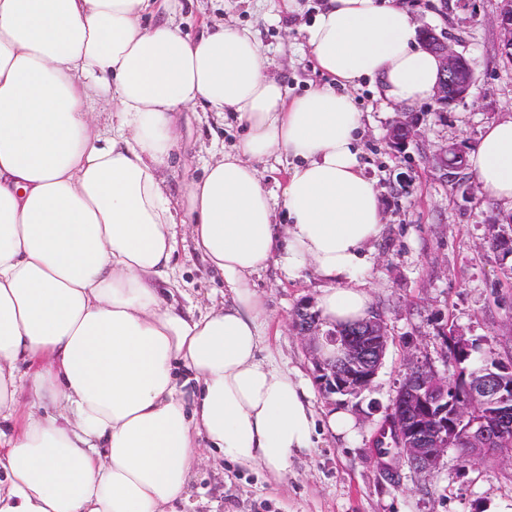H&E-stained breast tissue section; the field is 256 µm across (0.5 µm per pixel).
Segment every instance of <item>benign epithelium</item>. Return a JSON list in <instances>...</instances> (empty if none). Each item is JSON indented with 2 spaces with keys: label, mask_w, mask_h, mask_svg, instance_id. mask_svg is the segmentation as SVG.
<instances>
[{
  "label": "benign epithelium",
  "mask_w": 512,
  "mask_h": 512,
  "mask_svg": "<svg viewBox=\"0 0 512 512\" xmlns=\"http://www.w3.org/2000/svg\"><path fill=\"white\" fill-rule=\"evenodd\" d=\"M494 22L502 53L512 60V0H500ZM421 33L424 48L440 63L441 77L433 96L436 111L465 102L476 83V62L452 48L445 30L425 25ZM423 135L416 114L403 112L390 125L387 143L395 152L405 151ZM426 161L441 178L458 179L463 194L474 193L473 182L462 176L465 152L459 146L444 144ZM292 327L308 342L323 394L358 396L372 386L389 342L382 315L373 312L340 336L334 328L323 329L320 320L301 307L293 315ZM445 343L449 359L444 370L429 363H409L378 433L381 442L389 438L393 459L418 470H435L450 448L458 449L469 463L484 459L512 437V364L498 362L468 371L461 362L471 355L473 344L455 330L447 333ZM451 375L459 379L466 395H448ZM473 400L483 406L476 417L470 414Z\"/></svg>",
  "instance_id": "7a95c632"
}]
</instances>
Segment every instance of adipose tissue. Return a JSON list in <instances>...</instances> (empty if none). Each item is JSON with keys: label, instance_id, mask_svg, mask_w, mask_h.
<instances>
[{"label": "adipose tissue", "instance_id": "1", "mask_svg": "<svg viewBox=\"0 0 512 512\" xmlns=\"http://www.w3.org/2000/svg\"><path fill=\"white\" fill-rule=\"evenodd\" d=\"M178 11L0 0V512H173L200 443L276 481L317 430L354 427L341 409L317 419L304 380L264 354L251 278L311 268L326 326L368 315L383 212L352 92L373 78L387 102L428 100L439 61L405 0H324L305 40L330 81L292 98L250 29L192 39ZM198 109L233 113L242 135L176 200L161 171ZM273 156L290 160L277 198L257 167ZM469 164L484 197L512 204V117L483 128ZM180 223L224 278L222 305L198 314L172 289Z\"/></svg>", "mask_w": 512, "mask_h": 512}]
</instances>
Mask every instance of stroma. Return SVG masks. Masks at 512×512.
I'll list each match as a JSON object with an SVG mask.
<instances>
[{
  "label": "stroma",
  "mask_w": 512,
  "mask_h": 512,
  "mask_svg": "<svg viewBox=\"0 0 512 512\" xmlns=\"http://www.w3.org/2000/svg\"><path fill=\"white\" fill-rule=\"evenodd\" d=\"M288 13L282 0H182L181 30L196 36L202 23L224 21L257 30L269 58V76L299 96L325 82L305 46V29L322 0H297ZM499 0H410L420 22L446 29L453 48L478 63L476 84L466 102L436 114L433 102L413 105L422 139L397 153L385 137L398 106L388 104L378 86L363 80L354 90L362 114L356 142L365 173L374 179L383 205V232L363 274L374 312L388 326L390 344L370 391L349 403L325 397L311 356L291 327L298 307L315 303L321 281L313 271L288 277L280 266L253 278L269 321V350L278 366L299 373L310 385L316 411L345 406L355 418L353 437L321 435L315 448L294 456L282 484L261 470L242 469L204 452L189 482V498L178 512H486L490 503L512 512V460L482 459L463 464L448 450L438 469L397 466V479L380 469L372 440L407 368L409 356L443 368L448 350L442 335L453 328L477 346L476 357L512 360V282L496 253L484 245L495 232L491 217L504 212L481 193L463 198L454 181L443 180L426 158L451 143L471 151L483 127L512 115V62L500 50L493 22ZM241 136L234 117L218 120L198 112L182 126L180 155L162 176L181 194L187 174H202L212 150L232 151ZM176 286L192 311L219 305L224 280L211 271L185 231L177 233Z\"/></svg>",
  "instance_id": "obj_1"
}]
</instances>
